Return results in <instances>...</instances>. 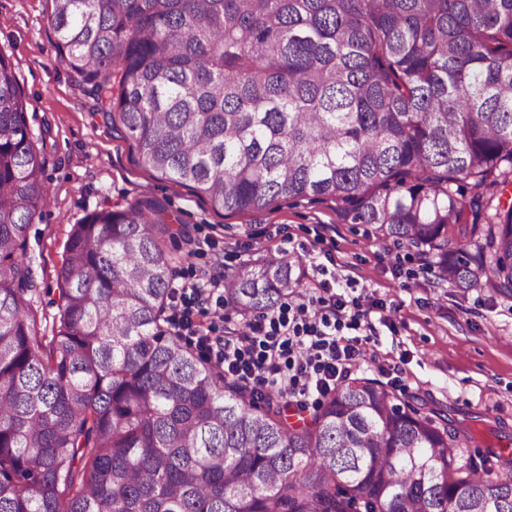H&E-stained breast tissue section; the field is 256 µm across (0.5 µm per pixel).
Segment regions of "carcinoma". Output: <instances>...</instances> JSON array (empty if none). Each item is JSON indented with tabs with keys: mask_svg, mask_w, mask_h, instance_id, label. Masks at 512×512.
I'll list each match as a JSON object with an SVG mask.
<instances>
[{
	"mask_svg": "<svg viewBox=\"0 0 512 512\" xmlns=\"http://www.w3.org/2000/svg\"><path fill=\"white\" fill-rule=\"evenodd\" d=\"M53 3L140 166L230 213L332 200L437 279L512 295V0ZM44 173L0 48V512H512V452L477 464L472 432L380 381L293 424L226 384L171 322L179 219L152 200L74 225L44 346L25 263ZM301 267L242 266L228 305L276 308Z\"/></svg>",
	"mask_w": 512,
	"mask_h": 512,
	"instance_id": "carcinoma-1",
	"label": "carcinoma"
}]
</instances>
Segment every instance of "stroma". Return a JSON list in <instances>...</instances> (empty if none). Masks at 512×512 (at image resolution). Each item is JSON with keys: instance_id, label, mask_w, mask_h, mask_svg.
Here are the masks:
<instances>
[{"instance_id": "1", "label": "stroma", "mask_w": 512, "mask_h": 512, "mask_svg": "<svg viewBox=\"0 0 512 512\" xmlns=\"http://www.w3.org/2000/svg\"><path fill=\"white\" fill-rule=\"evenodd\" d=\"M52 11V0H0V48L11 57L46 161L49 197L28 227L26 254L39 335L52 336L58 322L57 274L74 224L105 207L152 199L182 220V235L168 245L183 257L177 276L201 275L219 261L232 272L267 251L304 245L384 307L387 321L377 327L361 374L449 427L470 428L474 460H483L487 442L512 441V296L439 282L414 250L377 240L335 203L285 201L270 211L227 215L138 167L129 139L96 112L60 54Z\"/></svg>"}]
</instances>
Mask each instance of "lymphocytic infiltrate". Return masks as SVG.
I'll return each instance as SVG.
<instances>
[{"label":"lymphocytic infiltrate","mask_w":512,"mask_h":512,"mask_svg":"<svg viewBox=\"0 0 512 512\" xmlns=\"http://www.w3.org/2000/svg\"><path fill=\"white\" fill-rule=\"evenodd\" d=\"M308 287L289 289L273 311L242 313L245 332L219 335L224 309L223 264L195 282L178 283L171 319L187 331L225 381L247 393L276 392L287 406L306 408L335 391L369 353L379 307L330 285L324 264H313Z\"/></svg>","instance_id":"lymphocytic-infiltrate-1"}]
</instances>
